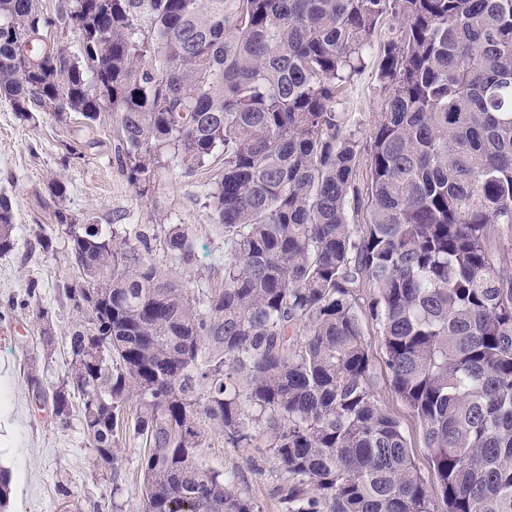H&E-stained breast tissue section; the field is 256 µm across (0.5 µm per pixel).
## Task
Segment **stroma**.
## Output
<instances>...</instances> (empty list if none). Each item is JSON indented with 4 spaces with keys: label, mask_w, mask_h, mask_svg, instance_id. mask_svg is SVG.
I'll list each match as a JSON object with an SVG mask.
<instances>
[{
    "label": "stroma",
    "mask_w": 512,
    "mask_h": 512,
    "mask_svg": "<svg viewBox=\"0 0 512 512\" xmlns=\"http://www.w3.org/2000/svg\"><path fill=\"white\" fill-rule=\"evenodd\" d=\"M364 65L346 83L336 109L346 114L362 140H369L384 110L385 95L377 77L378 47L364 51ZM118 126L110 114L89 124L77 113L54 117L35 113L20 119L0 99V195L12 202L14 247L0 255V465L13 475L8 512H58L60 488H67L79 512H141L140 440L123 438L118 460L119 485L110 469L95 458L79 414L59 429L30 384L38 378L45 390L62 382L67 371L65 339L80 316L57 287L69 276V240L58 227L55 211L73 224H110L137 229L163 240L172 224L191 228L195 260L178 265L162 249L151 259L170 278L207 287L213 269L228 255L223 225L214 223L201 193L204 176L179 167L158 169L149 189L134 185L115 156ZM35 297H28L29 285ZM48 313L36 318L37 310ZM49 324L53 345H45L42 324ZM365 341L374 362L378 398L396 416L422 475H429L419 426L389 385L384 351L374 327ZM208 466L228 476L238 493L260 512H282L274 487L282 473L274 460L254 448H231L215 442L205 449Z\"/></svg>",
    "instance_id": "35a3bbf8"
}]
</instances>
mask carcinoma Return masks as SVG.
Listing matches in <instances>:
<instances>
[{"mask_svg": "<svg viewBox=\"0 0 512 512\" xmlns=\"http://www.w3.org/2000/svg\"><path fill=\"white\" fill-rule=\"evenodd\" d=\"M388 13L364 174L336 102ZM1 98L24 120L115 115L135 185L166 163L207 175L231 248L207 288L160 271L142 233L55 213L81 322L41 401L65 429L79 397L106 463L120 433L141 440L142 512H259L203 463L216 439L269 450L283 512H512V0H0ZM163 246L192 265L189 227ZM364 337L374 362L378 398L381 403L399 420L403 432L412 446L416 465L419 467L421 474L427 480L428 486L433 487V476H431L430 473L427 452L425 448H423L421 433L417 421L409 413L407 408L396 398L390 388L387 369L384 363L385 358L381 338L378 336L375 327H372L371 325H367L365 327Z\"/></svg>", "mask_w": 512, "mask_h": 512, "instance_id": "obj_1", "label": "carcinoma"}]
</instances>
